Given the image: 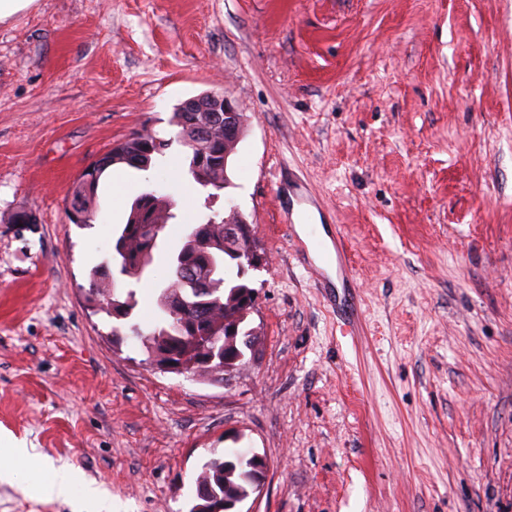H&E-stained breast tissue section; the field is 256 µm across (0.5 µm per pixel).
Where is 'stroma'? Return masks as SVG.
I'll use <instances>...</instances> for the list:
<instances>
[{"label":"stroma","mask_w":512,"mask_h":512,"mask_svg":"<svg viewBox=\"0 0 512 512\" xmlns=\"http://www.w3.org/2000/svg\"><path fill=\"white\" fill-rule=\"evenodd\" d=\"M213 90L243 114L214 196L171 122ZM146 126L165 156L104 174L95 220L73 224V182ZM295 180L340 227L351 324L296 257L280 209ZM151 188L180 224L134 286L141 327L183 223L234 209L254 226L260 344L225 385L154 370L87 300ZM7 438L43 466L0 475V512H188L231 448L267 465L244 512H512V0H35L1 22ZM60 468L69 498L25 488Z\"/></svg>","instance_id":"obj_1"}]
</instances>
